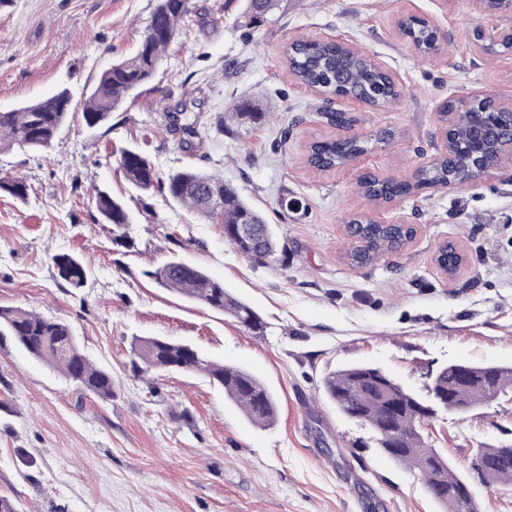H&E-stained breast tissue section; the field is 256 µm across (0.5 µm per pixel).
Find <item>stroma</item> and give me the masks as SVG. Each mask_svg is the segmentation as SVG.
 Instances as JSON below:
<instances>
[{"mask_svg": "<svg viewBox=\"0 0 512 512\" xmlns=\"http://www.w3.org/2000/svg\"><path fill=\"white\" fill-rule=\"evenodd\" d=\"M155 5L0 0V108L66 86L81 111L98 76L135 52ZM191 5L153 81L109 123L90 130L76 117L47 149H0V177L28 186L23 199L0 193V305L68 322L115 383L103 402L1 345L0 400L9 408L0 411V495L19 512H442L418 472L337 412L323 380L371 364L424 397L448 363L512 366V166L387 207L358 193L366 172L418 181L443 147L442 103L473 93L512 99V49L489 46L512 28V13L486 11L481 0H288L253 27L239 0ZM408 15L436 27L430 52L399 34ZM298 37L362 52L393 76L399 102L374 109L299 86L283 56ZM242 99L261 104L260 121L231 117ZM338 112L345 125H336ZM182 125L198 131L187 147ZM355 136L367 143L358 163L307 167L310 143ZM131 146L163 174L191 166L222 176L261 211L279 253L242 256L223 225L131 187L119 167ZM99 188L132 214L131 247L113 244ZM358 213L417 234L352 265L345 226ZM445 242L466 254L451 276L434 262ZM63 252L86 265L83 287L58 277L53 257ZM174 254L252 307L263 333L159 286L150 273ZM137 336L188 343L249 370L277 398L275 423H250L205 375L134 376ZM421 434L467 474L477 449L512 445V403L440 414Z\"/></svg>", "mask_w": 512, "mask_h": 512, "instance_id": "obj_1", "label": "stroma"}]
</instances>
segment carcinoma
<instances>
[{"label":"carcinoma","instance_id":"cac0c4a2","mask_svg":"<svg viewBox=\"0 0 512 512\" xmlns=\"http://www.w3.org/2000/svg\"><path fill=\"white\" fill-rule=\"evenodd\" d=\"M284 0H243L244 14L258 26L268 21ZM190 13L189 0H159L153 10L136 53L112 64L102 72L97 86L85 100L82 120L94 128L107 123L112 112L129 98H136L154 78L159 61L180 32V24ZM412 38L428 52L433 36L425 26L410 31ZM285 59L297 80L345 96H355L374 106L394 98L386 76L369 66L368 58L356 52L345 56L332 44L303 37L285 47ZM59 90L11 112H0V148L17 143L31 149L47 148L67 122L70 112L62 111ZM363 153V142L319 141L312 145L310 162L326 167L341 166L352 153ZM120 168L126 181L141 191L158 189L173 201L186 205L197 215L224 225V238L241 254L274 256L278 243L262 214L224 179L203 170L183 167L162 176L155 166L134 147L120 154ZM448 179V162L435 158L424 177L413 185L392 179L383 186L367 180L359 182L362 196L374 203L410 188L438 187ZM212 191L224 194V209L216 212L206 205ZM0 192L23 199L24 181L0 178ZM97 209L112 225V242L126 247L132 218L123 203L106 191H97ZM409 235L399 226L363 224L359 237L350 240L347 253L354 264H371L383 255L380 242L395 248ZM53 261L61 279L75 288L84 285L88 270L81 260L57 254ZM150 276L163 288L233 317L242 327L260 331L263 323L246 303L229 294L224 284L207 272L178 257L166 259ZM10 340L31 358L59 370L84 394L101 401L112 400V372L97 366L81 349L72 327L59 319L33 313L21 306H0V343ZM131 364L140 373L149 371H192L202 373L224 390V396L237 405L254 425L275 422V395L248 370L205 358L190 344L165 338L138 339L131 352ZM324 390L337 411L369 426L378 448L395 461L418 470L434 499L444 512H478L466 478L456 474L448 460L428 446L419 427L437 415V410L467 405L471 408L489 402L493 396L512 400V367L496 364L455 362L438 369L433 390L442 397L435 410L427 400L404 388L379 368L355 364L327 374ZM476 459L494 467L492 487H512V447L480 448Z\"/></svg>","mask_w":512,"mask_h":512}]
</instances>
